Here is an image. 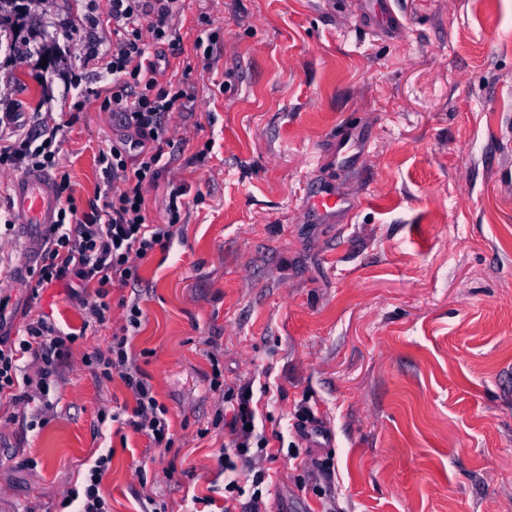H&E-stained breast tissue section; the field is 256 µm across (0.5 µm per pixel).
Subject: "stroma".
Returning a JSON list of instances; mask_svg holds the SVG:
<instances>
[{"label":"stroma","mask_w":512,"mask_h":512,"mask_svg":"<svg viewBox=\"0 0 512 512\" xmlns=\"http://www.w3.org/2000/svg\"><path fill=\"white\" fill-rule=\"evenodd\" d=\"M104 4L33 0L30 38L0 45V125L53 113L82 211L120 133L102 108L112 79L85 60L112 43ZM391 4L402 26L386 33L358 0H186L166 73L193 100L166 118L163 177L187 206L104 324L83 325L92 292L36 288L24 227L0 233V334L38 316L83 333L52 409L0 404V512H61L105 450L111 512H192L197 496L250 512L259 469L267 512H512V0ZM317 181L357 208L313 219ZM134 300L128 351L168 410L169 448L100 426L135 400L82 363ZM243 386L270 457L228 477L223 395ZM309 416L325 447L301 433ZM230 478L245 493L228 504Z\"/></svg>","instance_id":"35a3bbf8"}]
</instances>
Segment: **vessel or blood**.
Returning <instances> with one entry per match:
<instances>
[{
	"label": "vessel or blood",
	"mask_w": 512,
	"mask_h": 512,
	"mask_svg": "<svg viewBox=\"0 0 512 512\" xmlns=\"http://www.w3.org/2000/svg\"><path fill=\"white\" fill-rule=\"evenodd\" d=\"M360 15L370 20H385L389 25L397 21L389 0H362ZM13 186L18 221L29 230L34 244H41V234L46 225L54 223L59 208L51 180L45 172L29 170L17 175Z\"/></svg>",
	"instance_id": "vessel-or-blood-1"
}]
</instances>
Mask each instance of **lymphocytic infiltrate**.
<instances>
[{"instance_id": "f902f5d3", "label": "lymphocytic infiltrate", "mask_w": 512, "mask_h": 512, "mask_svg": "<svg viewBox=\"0 0 512 512\" xmlns=\"http://www.w3.org/2000/svg\"><path fill=\"white\" fill-rule=\"evenodd\" d=\"M183 0H107L102 25L112 31V45L105 55L90 52V59H103V69L112 85L105 97L107 108L124 130L123 138L97 162L106 180L103 205L79 212L65 202L53 224L43 232L42 260L37 286L76 280L79 289L92 290L95 301L87 309L90 321L101 323L111 310L114 286L137 279L139 260L168 249L185 206L186 187L170 185L165 198L163 223L147 220V188L157 186L161 161L174 139L165 121L169 112L183 106L189 93L182 82L160 81L158 46L178 50ZM60 126L51 113H36L31 131L0 133V167L48 172L56 192L70 184V175L56 162ZM78 336L65 333L45 318L30 319L22 335L0 336V395H11L20 404L34 401L50 407L49 393L59 369ZM127 335H114L107 352L87 355L84 364L102 380L119 375L135 399L128 418L110 414V421H126L160 447H169L167 409L157 400L145 374L132 361ZM34 376H27V369ZM234 416L233 451L225 455V471H235L239 460L251 450H265V439L252 430L245 393H238ZM111 453L99 454L89 469L82 490H71L63 507L76 512H109L101 492L111 467Z\"/></svg>"}]
</instances>
